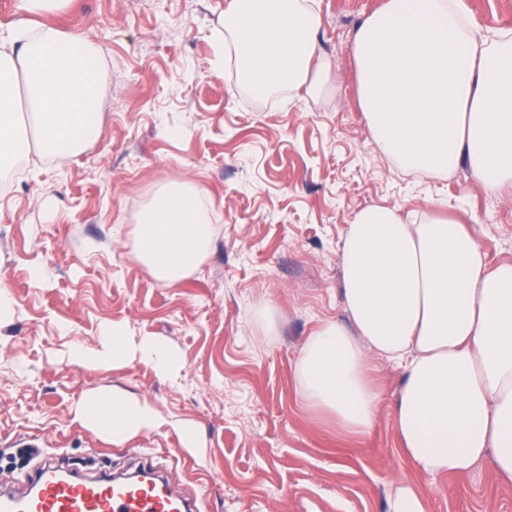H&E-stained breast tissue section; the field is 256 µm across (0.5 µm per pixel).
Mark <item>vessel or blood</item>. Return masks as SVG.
<instances>
[{"label":"vessel or blood","instance_id":"b4317fda","mask_svg":"<svg viewBox=\"0 0 512 512\" xmlns=\"http://www.w3.org/2000/svg\"><path fill=\"white\" fill-rule=\"evenodd\" d=\"M0 512H200L197 500L180 497L152 480L124 483L63 474L54 462L42 463L27 492L0 499Z\"/></svg>","mask_w":512,"mask_h":512}]
</instances>
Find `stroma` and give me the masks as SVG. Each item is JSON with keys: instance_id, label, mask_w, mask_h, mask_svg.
Instances as JSON below:
<instances>
[{"instance_id": "stroma-1", "label": "stroma", "mask_w": 512, "mask_h": 512, "mask_svg": "<svg viewBox=\"0 0 512 512\" xmlns=\"http://www.w3.org/2000/svg\"><path fill=\"white\" fill-rule=\"evenodd\" d=\"M229 0H71L35 23L84 38L112 80L101 131L66 164L30 154L0 195V482L27 481L39 457L88 476L164 472L202 512H387L406 483L427 512H512V485L490 464L430 477L394 429L401 371L372 359L383 390L372 431L338 432L304 409L301 346L325 320L348 322L340 248L366 208L422 222L434 202L466 228L488 268L512 262V189L485 190L466 163L424 178L389 159L359 103L355 33L384 0H318V88L258 99L235 84ZM477 35L512 30V0H462ZM171 181L189 182L220 215L212 252L177 286L136 255L140 211ZM269 308L275 339L258 326ZM157 336L182 355L176 376L133 360L85 367L79 345L113 328ZM120 388L147 401L160 428L120 445L83 426L86 395ZM194 426L185 447L174 423Z\"/></svg>"}]
</instances>
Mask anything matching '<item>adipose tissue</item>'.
Returning a JSON list of instances; mask_svg holds the SVG:
<instances>
[{
  "instance_id": "obj_1",
  "label": "adipose tissue",
  "mask_w": 512,
  "mask_h": 512,
  "mask_svg": "<svg viewBox=\"0 0 512 512\" xmlns=\"http://www.w3.org/2000/svg\"><path fill=\"white\" fill-rule=\"evenodd\" d=\"M321 17L309 0H230L224 29L236 49V83L258 98L297 90L314 62ZM361 108L387 156L427 178L467 160L487 191L512 186V32L476 39L461 0H386L352 45ZM111 78L95 52L51 27L21 23L0 38V188L31 150L66 163L99 134L100 89ZM26 103L36 142L14 133ZM209 201L174 181L140 213L137 256L158 281L179 284L208 256L215 226ZM350 323L323 322L307 338L296 375L308 410L338 430L374 427L381 391L371 357L399 367L404 383L393 425L418 470L469 474L491 463L512 484V263L487 270L477 245L447 215L415 223L398 208L360 211L343 240ZM82 365L136 358L175 374L179 354L165 341H130L70 354ZM77 420L119 445L158 429L147 402L115 389L85 397Z\"/></svg>"
}]
</instances>
